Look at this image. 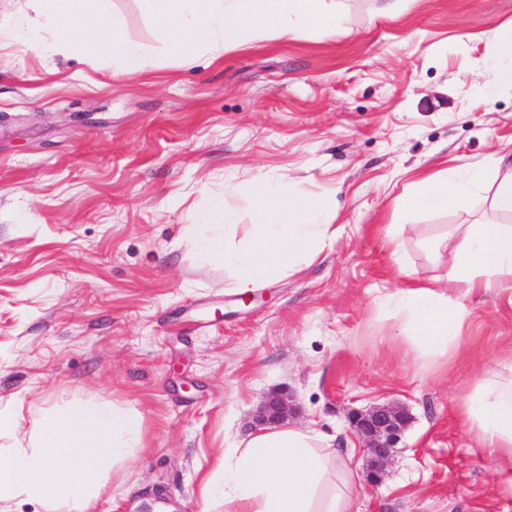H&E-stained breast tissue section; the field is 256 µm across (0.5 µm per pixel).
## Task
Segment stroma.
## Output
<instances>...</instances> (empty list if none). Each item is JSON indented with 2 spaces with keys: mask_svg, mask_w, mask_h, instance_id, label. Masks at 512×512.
Wrapping results in <instances>:
<instances>
[{
  "mask_svg": "<svg viewBox=\"0 0 512 512\" xmlns=\"http://www.w3.org/2000/svg\"><path fill=\"white\" fill-rule=\"evenodd\" d=\"M335 35L264 37L187 67L142 0H112L154 59L129 78L108 61L22 45L34 13L0 0V410L20 432L73 400L142 417L143 446L86 512H224L203 480L284 391L292 424L334 437L355 473L351 512H512V461L476 444L462 403L512 364V298L478 294L448 356L426 365L376 306L396 288L387 236L422 285L445 276L427 237L504 223L485 189L461 210L396 201L425 172L512 151V86L495 30L512 0H332ZM287 173L336 201V242L244 302L224 267L198 269L185 226L211 196L251 221L245 184ZM395 402L411 421L381 485L366 479L347 415Z\"/></svg>",
  "mask_w": 512,
  "mask_h": 512,
  "instance_id": "stroma-1",
  "label": "stroma"
}]
</instances>
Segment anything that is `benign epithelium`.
<instances>
[{
	"label": "benign epithelium",
	"mask_w": 512,
	"mask_h": 512,
	"mask_svg": "<svg viewBox=\"0 0 512 512\" xmlns=\"http://www.w3.org/2000/svg\"><path fill=\"white\" fill-rule=\"evenodd\" d=\"M289 415L288 398L280 392H272L260 408L259 422L263 425L280 424ZM349 422L364 442L369 476L377 484L386 468L395 461L397 444L408 425L409 416L397 406L382 404L352 414Z\"/></svg>",
	"instance_id": "obj_1"
}]
</instances>
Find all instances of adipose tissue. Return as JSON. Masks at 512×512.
Listing matches in <instances>:
<instances>
[{
    "instance_id": "ef3b65f1",
    "label": "adipose tissue",
    "mask_w": 512,
    "mask_h": 512,
    "mask_svg": "<svg viewBox=\"0 0 512 512\" xmlns=\"http://www.w3.org/2000/svg\"><path fill=\"white\" fill-rule=\"evenodd\" d=\"M36 18L26 41L51 54L61 46L87 58L111 60L130 77L150 67L149 54L127 39L112 0H29ZM169 55L190 65L200 54L214 57L254 39L291 38L302 32L335 34L336 12L327 0H144ZM493 179V205L512 215V161L494 155L488 166L450 168L429 174L403 205L410 211L462 207L486 179ZM252 221L240 223L224 197L187 225L199 269L223 266L244 293L278 276L313 264L336 238L334 200L318 197L287 175L255 172L247 185ZM447 256L456 297L417 284L415 272L397 264L399 287L375 302L403 316L401 335L423 361L447 356L461 336L476 293L512 288V225L471 222L449 225L436 244ZM472 437L512 458V378L487 370L465 398ZM354 475L333 438L314 429L267 426L239 440L225 454L220 479H206L205 499H220L231 512H350Z\"/></svg>"
}]
</instances>
